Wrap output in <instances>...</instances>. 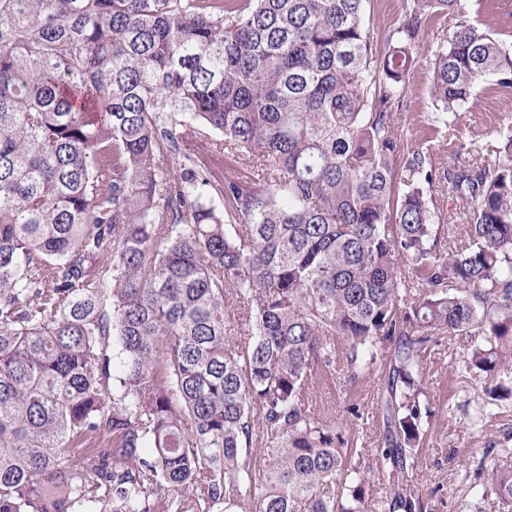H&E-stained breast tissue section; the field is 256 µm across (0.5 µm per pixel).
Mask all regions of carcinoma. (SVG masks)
I'll return each instance as SVG.
<instances>
[{
    "label": "carcinoma",
    "instance_id": "obj_1",
    "mask_svg": "<svg viewBox=\"0 0 512 512\" xmlns=\"http://www.w3.org/2000/svg\"><path fill=\"white\" fill-rule=\"evenodd\" d=\"M365 2L0 0V512H431L433 347L470 340V428L512 404V124L435 160L512 44L408 0L380 45ZM323 377L372 384L377 496ZM496 457L465 478L512 512ZM425 61L410 79L403 105L397 114L398 125L404 133V139L408 138L409 145L419 142L421 132L428 126L435 112L428 92L430 74Z\"/></svg>",
    "mask_w": 512,
    "mask_h": 512
}]
</instances>
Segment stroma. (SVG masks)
<instances>
[{
    "mask_svg": "<svg viewBox=\"0 0 512 512\" xmlns=\"http://www.w3.org/2000/svg\"><path fill=\"white\" fill-rule=\"evenodd\" d=\"M430 74L419 68L412 76L399 110L398 124L409 143H418L421 133L433 117L429 96ZM512 120V98L477 95L463 112L461 127L482 133L484 140H493L499 125ZM467 352V342L459 336L445 338L436 346L425 367L428 388L440 411L431 437L419 454L416 491L431 499L434 512H457L456 502L465 495L467 485L462 478L466 466L486 461L493 463L489 451L506 446L512 448V407L502 409L478 430H471L464 419L479 400L480 387L454 364Z\"/></svg>",
    "mask_w": 512,
    "mask_h": 512,
    "instance_id": "stroma-1",
    "label": "stroma"
}]
</instances>
